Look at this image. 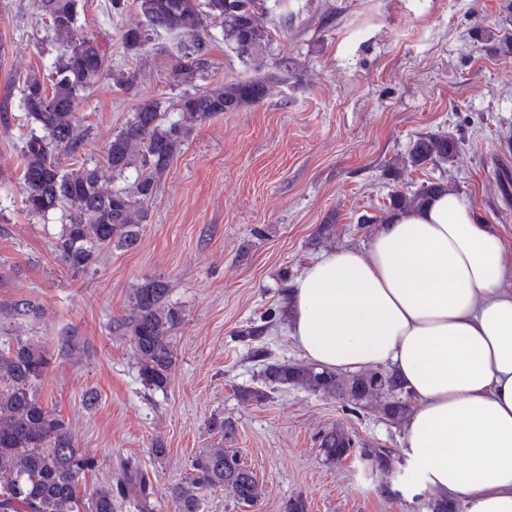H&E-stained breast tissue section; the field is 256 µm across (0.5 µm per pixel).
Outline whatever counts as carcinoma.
<instances>
[{
    "mask_svg": "<svg viewBox=\"0 0 512 512\" xmlns=\"http://www.w3.org/2000/svg\"><path fill=\"white\" fill-rule=\"evenodd\" d=\"M78 2L37 0L41 22L59 39L57 55L48 75L24 78L20 99L31 125L21 148L24 204L42 218L68 207L55 249L75 273L94 264L105 248L131 249L137 244L157 183L195 124L258 105L271 89V77L262 73L269 41L263 0H109L111 17L131 11L141 17L120 30L119 45L126 55L147 52L153 35L186 37L171 53L170 85L186 88L206 78L212 68L209 27L216 22L224 27V43L252 60V72L207 90L184 91L176 102L180 118L174 121H166L159 100L142 98L105 144L102 163L64 166L62 157L76 155L87 136L78 112L81 92L102 79L125 91L135 87V75L112 67V56L97 36L79 32ZM458 152V139L450 134L419 135L400 161L389 167L390 175L397 180L408 168L452 162ZM131 168L136 178L130 188L112 190L103 185L104 173L123 176ZM452 189L443 180H429L408 192L394 190L384 210L418 209L433 195ZM40 316L41 307L32 299L0 301V317L36 320ZM182 320L183 311L169 299L168 284L158 277L132 289L128 311L112 323L116 333L130 338L139 379L151 391H163L168 385L176 359L173 334ZM85 353V340L75 328L57 336L55 354L21 337L0 352V512H119L126 503L137 512H156V488L134 457L120 460L101 487L81 491L83 476L96 468V459L77 448L69 420L38 395L37 386L53 356L71 360ZM251 356L262 363L263 386L240 391L247 404L266 401L269 389L291 386L359 407L372 404L391 423L406 419L412 409L410 394L389 370L344 375L313 364L273 361L264 346L254 348ZM318 443L329 464L343 461L359 448L379 469L388 468L389 449H362L345 429L323 432ZM219 489L247 507L257 506L264 495L254 470L244 465L238 451L224 447L196 454L190 472L171 484L168 494L174 512H203L206 495Z\"/></svg>",
    "mask_w": 512,
    "mask_h": 512,
    "instance_id": "cac0c4a2",
    "label": "carcinoma"
}]
</instances>
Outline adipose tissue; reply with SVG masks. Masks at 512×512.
<instances>
[{"label":"adipose tissue","mask_w":512,"mask_h":512,"mask_svg":"<svg viewBox=\"0 0 512 512\" xmlns=\"http://www.w3.org/2000/svg\"><path fill=\"white\" fill-rule=\"evenodd\" d=\"M305 359L397 373L416 406L408 495L512 512V247L454 193L325 252L288 292Z\"/></svg>","instance_id":"ef3b65f1"}]
</instances>
